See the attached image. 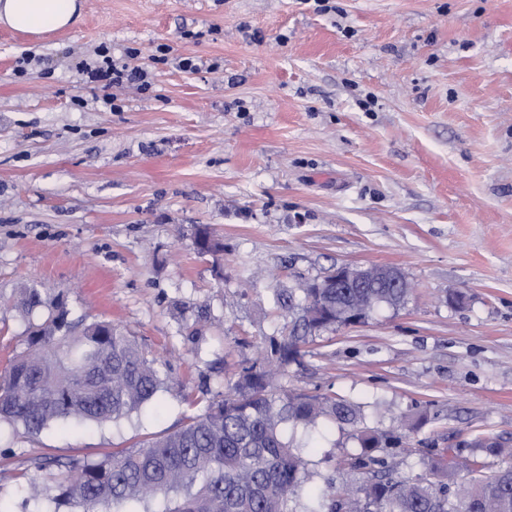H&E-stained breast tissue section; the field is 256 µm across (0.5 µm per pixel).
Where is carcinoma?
<instances>
[{
  "label": "carcinoma",
  "instance_id": "1",
  "mask_svg": "<svg viewBox=\"0 0 512 512\" xmlns=\"http://www.w3.org/2000/svg\"><path fill=\"white\" fill-rule=\"evenodd\" d=\"M198 254L224 244L209 227L193 232ZM410 290L306 288L274 295L288 317V335L271 344L279 367L297 360L309 337L346 324L353 301L364 315L397 307ZM11 308L24 318L47 312L31 326L26 350L0 380V423L40 435L58 421L115 426L138 414L168 386L162 362L109 321L70 319L61 293L33 284L17 288ZM363 406L284 389L274 371L243 364L224 392L177 429L69 469L51 496L30 480V512H512V466L486 473L488 459L512 457V448L477 435L473 452L460 446L422 460V471L403 475L384 454L393 437L363 425ZM353 429L358 448L347 465L362 474L341 486L309 467L301 438L320 423ZM465 481H455L457 469Z\"/></svg>",
  "mask_w": 512,
  "mask_h": 512
}]
</instances>
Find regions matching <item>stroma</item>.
<instances>
[{
    "mask_svg": "<svg viewBox=\"0 0 512 512\" xmlns=\"http://www.w3.org/2000/svg\"><path fill=\"white\" fill-rule=\"evenodd\" d=\"M82 2L62 31L0 27V296L65 292L72 318L125 328L170 382L117 427H0L12 512L27 480L55 489L60 465L178 427L182 390L207 403L285 336L276 292L342 264L399 267L411 293L310 338L279 385L416 424L393 455L408 465L477 433L512 446V0ZM102 44L139 48L151 77L117 112L76 69ZM198 224L223 252H196ZM26 346L0 308V376ZM314 441L318 470L360 482L340 463L350 429Z\"/></svg>",
    "mask_w": 512,
    "mask_h": 512,
    "instance_id": "1",
    "label": "stroma"
}]
</instances>
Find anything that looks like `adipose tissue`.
<instances>
[{"mask_svg": "<svg viewBox=\"0 0 512 512\" xmlns=\"http://www.w3.org/2000/svg\"><path fill=\"white\" fill-rule=\"evenodd\" d=\"M80 9L79 0H0V25L42 35L71 26Z\"/></svg>", "mask_w": 512, "mask_h": 512, "instance_id": "obj_1", "label": "adipose tissue"}]
</instances>
